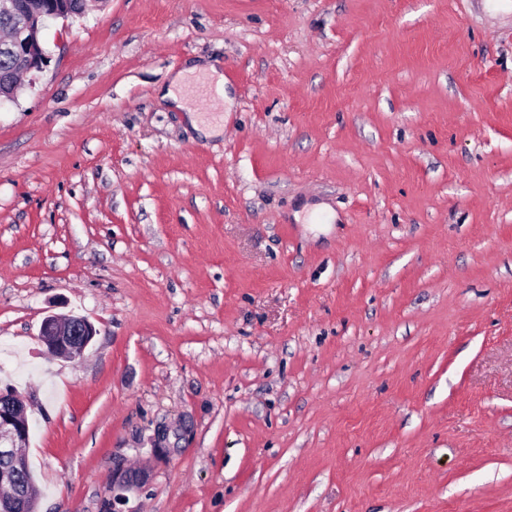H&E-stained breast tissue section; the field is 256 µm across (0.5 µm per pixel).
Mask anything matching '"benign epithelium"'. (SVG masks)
Segmentation results:
<instances>
[{
	"instance_id": "obj_1",
	"label": "benign epithelium",
	"mask_w": 512,
	"mask_h": 512,
	"mask_svg": "<svg viewBox=\"0 0 512 512\" xmlns=\"http://www.w3.org/2000/svg\"><path fill=\"white\" fill-rule=\"evenodd\" d=\"M86 0H0V13L13 17V37L0 43V54L16 61V70L30 74L39 72L48 56L40 44L46 22L80 16ZM96 330L88 319L77 316H46L39 330V341L50 354L76 360L83 357ZM30 399L7 388L0 390V489L8 491L5 500L13 512H36L38 496L32 484L18 481L19 473L28 467L18 449L27 447L30 421L27 405ZM147 480L142 470L112 471V504L126 500L125 493L139 488Z\"/></svg>"
}]
</instances>
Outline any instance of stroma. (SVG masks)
Wrapping results in <instances>:
<instances>
[{"instance_id": "1", "label": "stroma", "mask_w": 512, "mask_h": 512, "mask_svg": "<svg viewBox=\"0 0 512 512\" xmlns=\"http://www.w3.org/2000/svg\"><path fill=\"white\" fill-rule=\"evenodd\" d=\"M42 41L0 104L38 512L119 467L127 512H512V0H87ZM201 61L211 138L159 95ZM96 330L88 319L77 316H46L39 330V341L50 354L76 360L83 357ZM147 480V475L142 470L116 469L112 472V510H116V504H122L126 500L124 492L138 489Z\"/></svg>"}]
</instances>
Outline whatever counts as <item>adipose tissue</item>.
<instances>
[{"instance_id":"obj_1","label":"adipose tissue","mask_w":512,"mask_h":512,"mask_svg":"<svg viewBox=\"0 0 512 512\" xmlns=\"http://www.w3.org/2000/svg\"><path fill=\"white\" fill-rule=\"evenodd\" d=\"M198 84L206 90L212 91L217 100H225L224 74L220 67L210 62L178 71L171 77L164 96L176 108L187 114L195 130L211 135L218 132V125L201 120L190 104L189 91Z\"/></svg>"}]
</instances>
